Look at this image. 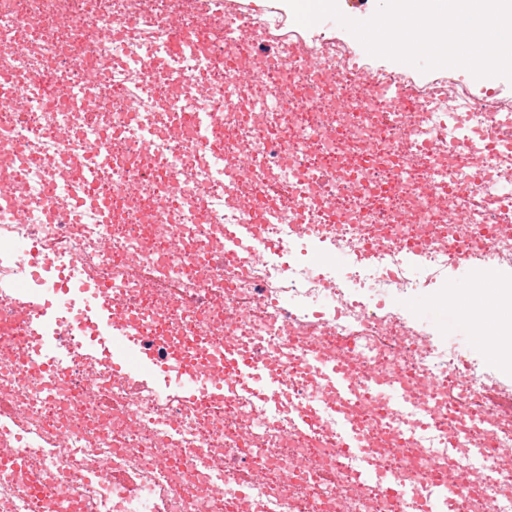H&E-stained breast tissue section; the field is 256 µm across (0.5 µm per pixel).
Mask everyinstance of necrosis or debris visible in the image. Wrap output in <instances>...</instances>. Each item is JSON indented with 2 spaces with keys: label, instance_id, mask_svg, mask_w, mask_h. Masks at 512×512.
<instances>
[{
  "label": "necrosis or debris",
  "instance_id": "obj_1",
  "mask_svg": "<svg viewBox=\"0 0 512 512\" xmlns=\"http://www.w3.org/2000/svg\"><path fill=\"white\" fill-rule=\"evenodd\" d=\"M214 0H0V457L26 450L30 470L0 466V512H418L430 488L454 490L452 455L484 452L470 467L472 495L452 512H512V411L487 400L512 380L459 351L422 341L392 297L420 286L445 291L458 261L506 275L512 303V144L481 134L512 126V97L468 80L417 104L409 117L374 91L318 81L356 65L340 38L304 39L301 54L249 71L252 91L287 88L289 108L253 118L224 102V23L206 41L191 33ZM469 153L456 155L458 139ZM150 142L141 152L142 142ZM262 158L292 191L299 214H272L261 237L280 250L255 258L260 239L228 245L246 223L217 164ZM419 164L398 180L400 165ZM140 198L128 202L127 183ZM44 248L34 269L19 247ZM347 257L335 272V256ZM378 274L384 294L357 293ZM128 285L126 309L150 320L171 301L169 343L196 337L192 353L232 343L273 363L304 349L365 375L345 409L360 417L381 468L423 478L387 501L355 479L329 409L316 436L292 428L302 379L263 424L265 404L203 396L184 404L113 380L86 354L76 311L53 318L69 351L70 382L37 368L42 335L29 326L60 277ZM341 305L320 307L328 290ZM345 336L358 350H341ZM398 384L434 410L399 435L377 416L371 379ZM262 450L252 455L253 440ZM207 455L221 473L202 471Z\"/></svg>",
  "mask_w": 512,
  "mask_h": 512
}]
</instances>
